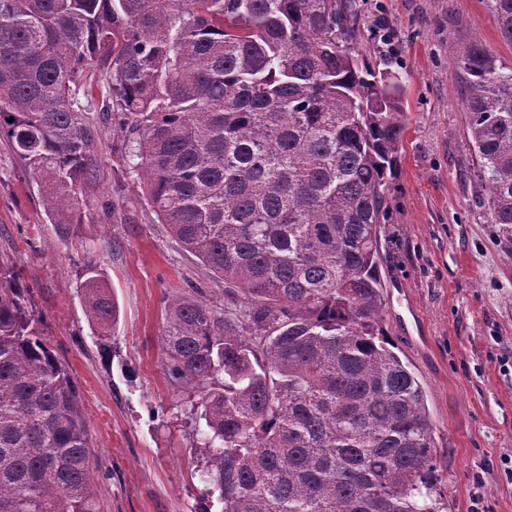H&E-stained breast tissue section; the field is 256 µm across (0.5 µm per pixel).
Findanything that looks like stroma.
<instances>
[{"label":"stroma","mask_w":512,"mask_h":512,"mask_svg":"<svg viewBox=\"0 0 512 512\" xmlns=\"http://www.w3.org/2000/svg\"><path fill=\"white\" fill-rule=\"evenodd\" d=\"M357 48L401 78L408 120L383 233L384 321L420 379L439 443L433 496L446 512H512V243L488 222L464 134L451 44L477 40L508 67L491 0H358ZM80 97L98 181L79 224L50 223L41 193L0 140V255L73 377L99 467L101 512H195L202 430L169 379L161 341L173 299L224 303V285L158 224L124 155L125 134ZM96 269L120 307L96 335L81 285Z\"/></svg>","instance_id":"1"}]
</instances>
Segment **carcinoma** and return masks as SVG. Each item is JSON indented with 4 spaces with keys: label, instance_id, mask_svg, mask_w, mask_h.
Instances as JSON below:
<instances>
[{
    "label": "carcinoma",
    "instance_id": "obj_1",
    "mask_svg": "<svg viewBox=\"0 0 512 512\" xmlns=\"http://www.w3.org/2000/svg\"><path fill=\"white\" fill-rule=\"evenodd\" d=\"M512 42V0H492ZM356 0H0V139L79 224L95 134L126 133L144 201L224 282L231 305L176 299L165 365L205 430L198 512H434L436 440L423 387L389 349L380 273L399 167L398 78L351 41ZM458 94L490 223L512 242V68L456 49ZM108 336L119 308L83 284ZM73 377L28 289L0 259V512H100Z\"/></svg>",
    "mask_w": 512,
    "mask_h": 512
}]
</instances>
